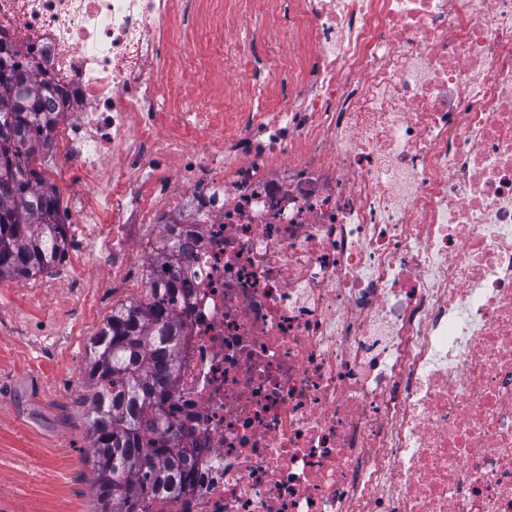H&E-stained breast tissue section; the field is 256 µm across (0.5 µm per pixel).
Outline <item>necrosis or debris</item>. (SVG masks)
Listing matches in <instances>:
<instances>
[{
  "label": "necrosis or debris",
  "instance_id": "1",
  "mask_svg": "<svg viewBox=\"0 0 512 512\" xmlns=\"http://www.w3.org/2000/svg\"><path fill=\"white\" fill-rule=\"evenodd\" d=\"M196 2L0 0L56 161H116L73 223L179 241L170 512H512V0H293L294 87L249 112L242 15L214 91L173 78Z\"/></svg>",
  "mask_w": 512,
  "mask_h": 512
}]
</instances>
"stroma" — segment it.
Listing matches in <instances>:
<instances>
[{"mask_svg": "<svg viewBox=\"0 0 512 512\" xmlns=\"http://www.w3.org/2000/svg\"><path fill=\"white\" fill-rule=\"evenodd\" d=\"M289 2L248 0L244 15L251 55L238 77L270 103L292 90L287 77L267 80L288 42L267 39L263 27L271 13L287 18ZM141 246L70 250L42 275L0 282V512H93L87 346L133 298L112 288L108 268L123 260L145 276Z\"/></svg>", "mask_w": 512, "mask_h": 512, "instance_id": "stroma-1", "label": "stroma"}]
</instances>
